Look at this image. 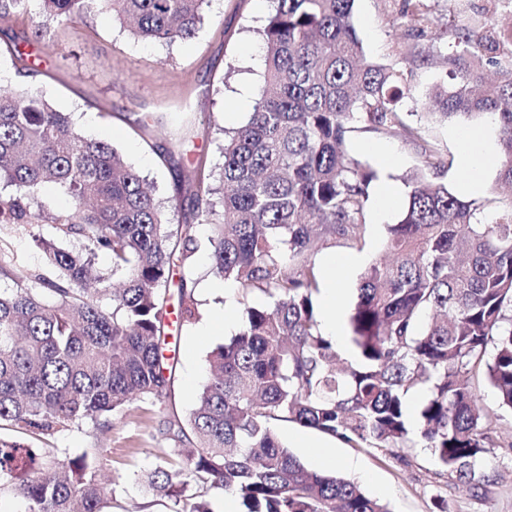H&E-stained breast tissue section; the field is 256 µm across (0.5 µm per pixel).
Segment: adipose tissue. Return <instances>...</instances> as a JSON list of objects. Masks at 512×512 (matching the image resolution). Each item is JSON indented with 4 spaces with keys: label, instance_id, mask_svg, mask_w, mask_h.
<instances>
[{
    "label": "adipose tissue",
    "instance_id": "ef3b65f1",
    "mask_svg": "<svg viewBox=\"0 0 512 512\" xmlns=\"http://www.w3.org/2000/svg\"><path fill=\"white\" fill-rule=\"evenodd\" d=\"M458 142L459 163L463 171L460 192L465 196L479 193L487 173L495 168L497 156L495 151V123L486 121L480 127H467L455 131ZM364 256H328L325 263L331 273L324 279L322 297V328L325 335L330 336L337 347H344L345 334L342 324V280L353 269L362 265Z\"/></svg>",
    "mask_w": 512,
    "mask_h": 512
}]
</instances>
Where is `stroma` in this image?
<instances>
[{"label":"stroma","mask_w":512,"mask_h":512,"mask_svg":"<svg viewBox=\"0 0 512 512\" xmlns=\"http://www.w3.org/2000/svg\"><path fill=\"white\" fill-rule=\"evenodd\" d=\"M270 12L269 0H211L193 39L144 42L95 6L72 23H43L39 0H30L27 11L0 17V90L11 93L20 87L8 51L13 38L39 37L42 52L33 92L70 113L83 135L110 142L166 201L176 195L175 169L187 157H201L209 170L220 171L223 131L246 120L263 84L260 32ZM396 13L386 0H355L354 20L366 55L402 73L412 89L405 111L426 112L430 89L447 80L442 63L447 38L441 25L416 37L415 23L397 19ZM414 47L428 54V61L413 57ZM143 112L165 115L148 138L135 131ZM347 148L378 178L397 183L418 163L415 147L392 131L352 132ZM380 149L393 154L390 168H381L376 156ZM165 150L172 153L167 164L159 158ZM195 234L200 247L191 267L199 318L170 337L167 346L178 361L175 405L183 415L207 377L209 352L238 331L234 325L220 328L208 340L198 334L200 324L223 311L225 298L211 288L215 278L209 273V225H197ZM474 385L480 404L496 423L494 445L477 465L479 484L460 483L438 465L430 449L418 446L358 448L343 441L335 450L336 473L391 512H512V413L499 408L483 378H476ZM159 420L158 414L134 408L114 415L109 432H98L85 422L31 437L29 443L62 448L72 457L92 453L113 491L112 512H172L170 500L148 497L136 479L170 446L158 432Z\"/></svg>","instance_id":"stroma-1"}]
</instances>
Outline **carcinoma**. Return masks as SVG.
Listing matches in <instances>:
<instances>
[{
    "mask_svg": "<svg viewBox=\"0 0 512 512\" xmlns=\"http://www.w3.org/2000/svg\"><path fill=\"white\" fill-rule=\"evenodd\" d=\"M88 0H41L46 18L69 23ZM131 33L156 41L195 37L209 0H96ZM261 31L265 74L246 123L224 131L221 188L198 159L188 172L196 201L220 192L221 211L196 207L212 227L210 272L255 291L238 332L208 354L209 377L185 418L175 410L176 363L165 355L170 327L199 317L196 279L186 263L199 247L190 223L170 224L179 201H160L109 143L85 137L69 114L29 92L0 93V244L39 224L33 196L42 183L65 187L69 209L50 236L32 235L42 266L20 271L0 249V426L37 435L91 423L135 403L158 409L173 440L139 476L174 512H210L207 494L236 497L243 512H389L355 482L307 468L273 423L291 421L357 447L409 448L419 441L461 482L493 445L489 416L472 378L481 374L512 411V196L497 217L454 194L435 175L451 160L429 135L450 119L498 124V184L512 187V65L499 55L512 29L489 20L448 19L447 75L429 94L434 111L405 123L410 89L392 65L370 60L354 22L355 0H270ZM399 18L432 25L422 0H401ZM29 39L9 52L17 73L33 74ZM496 68L491 79L487 67ZM396 130L419 148L406 178L407 201L387 229V260L365 269L350 316L357 363L336 364L314 305L324 272L321 243L358 245L377 174L346 149L355 124ZM84 240L81 251L65 248ZM110 257L106 273L94 258ZM433 314L423 322L426 314ZM175 320H170V315ZM427 390L418 423L406 396ZM26 512H104L106 488L83 454L38 456L0 438V497Z\"/></svg>",
    "mask_w": 512,
    "mask_h": 512,
    "instance_id": "obj_1",
    "label": "carcinoma"
}]
</instances>
